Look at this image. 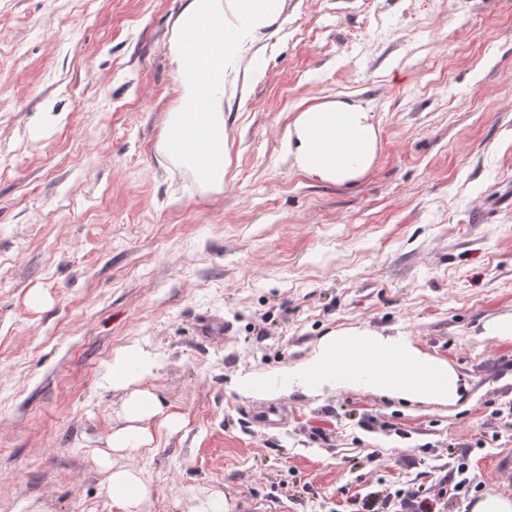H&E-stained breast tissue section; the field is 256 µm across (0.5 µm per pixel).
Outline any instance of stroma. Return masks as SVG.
<instances>
[{
    "instance_id": "stroma-1",
    "label": "stroma",
    "mask_w": 512,
    "mask_h": 512,
    "mask_svg": "<svg viewBox=\"0 0 512 512\" xmlns=\"http://www.w3.org/2000/svg\"><path fill=\"white\" fill-rule=\"evenodd\" d=\"M179 10L0 0V512H123L105 455L150 478L140 512H351L462 462L473 487L439 512L512 496V336L487 330L512 315V0H284L227 88L219 191L157 150ZM332 100L377 127L351 186L284 146ZM353 328L447 363L456 400L281 385ZM127 347L160 362L137 386L171 419L132 458L109 448L129 392L103 380Z\"/></svg>"
}]
</instances>
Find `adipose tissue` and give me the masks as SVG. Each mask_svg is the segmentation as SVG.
I'll list each match as a JSON object with an SVG mask.
<instances>
[{"mask_svg":"<svg viewBox=\"0 0 512 512\" xmlns=\"http://www.w3.org/2000/svg\"><path fill=\"white\" fill-rule=\"evenodd\" d=\"M282 12V0H181L175 18L169 52L175 64L179 103L172 110L158 145L159 152L174 165L192 171L206 188L224 184L227 137L224 130V95L235 82L237 62L245 42L270 26ZM234 37H227V30ZM373 113L342 100L315 103L302 108L289 124L286 143L296 167L308 179L336 185L353 183L373 164L379 150ZM192 127L190 141L180 132ZM378 355L400 349L407 365L426 371L432 378L447 381L436 400L457 396V378L447 365L420 356L410 345L396 346L394 340L370 334ZM336 336H329L309 361L288 367L283 377L302 385H332V351ZM159 362L138 350L117 353L108 371L109 383L130 388L125 405V427L113 431V451L140 453L148 444L142 424L163 413L156 397L147 390L132 389L135 379L152 375ZM108 486L124 512H138L150 489L145 478L132 468H110Z\"/></svg>","mask_w":512,"mask_h":512,"instance_id":"1","label":"adipose tissue"}]
</instances>
